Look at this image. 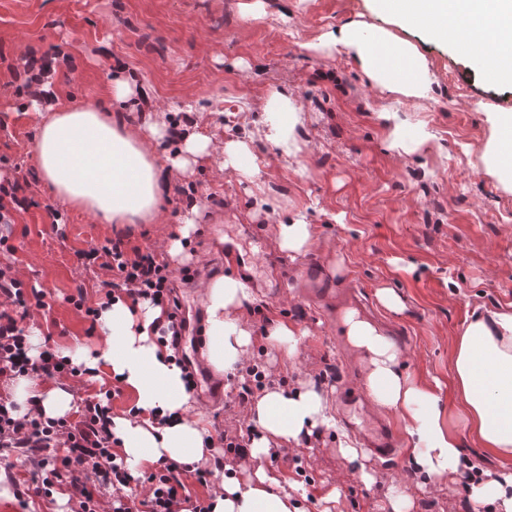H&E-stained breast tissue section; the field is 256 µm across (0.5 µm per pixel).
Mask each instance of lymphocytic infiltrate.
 Returning <instances> with one entry per match:
<instances>
[{
	"mask_svg": "<svg viewBox=\"0 0 512 512\" xmlns=\"http://www.w3.org/2000/svg\"><path fill=\"white\" fill-rule=\"evenodd\" d=\"M86 266L106 275V299L127 298L162 306L168 326L160 342L178 350L183 330L178 314L174 273L152 247L131 246L123 237L90 245L80 251ZM44 295L27 291L11 266L0 267V376L8 379L32 373L51 381L82 374L79 367L50 351L31 356L24 321L32 308H44ZM110 393L86 399L78 419H43L20 413L9 397L0 396V451L25 457L31 481L19 486V499L50 497L56 486L71 491L72 512H210L194 498L193 485L207 486L211 469L197 464L158 460L144 476L132 477L123 467L117 441L110 432ZM111 497V509L102 500Z\"/></svg>",
	"mask_w": 512,
	"mask_h": 512,
	"instance_id": "f902f5d3",
	"label": "lymphocytic infiltrate"
}]
</instances>
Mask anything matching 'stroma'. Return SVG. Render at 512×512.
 Instances as JSON below:
<instances>
[{
	"label": "stroma",
	"mask_w": 512,
	"mask_h": 512,
	"mask_svg": "<svg viewBox=\"0 0 512 512\" xmlns=\"http://www.w3.org/2000/svg\"><path fill=\"white\" fill-rule=\"evenodd\" d=\"M240 0H0V157L22 172H35L39 118L27 110L17 72L28 52L60 47L71 67L53 80L60 106L108 108L107 87L115 65L144 86L156 113L186 115L214 142L256 129L262 107L276 89L297 95L304 106L300 135L305 151L281 156L263 138L252 143L257 170L252 178L220 170V159H201L189 181L197 189L198 229L189 250L213 263L217 233L231 236L238 225L260 233L259 251L278 253L277 219L300 210L315 234L312 255L336 266L335 278L359 289L377 323L408 356L411 370L438 380L444 401H453L452 340L475 306L512 303V192L489 175L481 156L489 137L484 107L512 109V86L475 69L470 57L430 39L423 27L401 30L428 60L438 80L434 100L403 106L409 133L428 131L433 149L424 155L389 147V130L374 111L385 97L364 84L349 54L308 51L307 43L358 15H371L374 0H265L261 19H243ZM265 194L272 213L252 209ZM27 211L15 218L12 251L0 264L18 271L47 306L30 318L48 346L79 341L93 347L81 313L69 303L77 287L93 302L104 299L99 277L79 265L78 250L118 234L131 244L154 245L181 224L190 204L177 192L163 200L157 224H104L63 208L67 221L53 229L44 206L56 196L43 180L33 183ZM390 286L405 304L385 309L376 293ZM261 314H254V307ZM241 316L253 334L254 361L287 387L319 381L330 403L341 385L366 388L360 371L346 372L336 327L297 293L256 296ZM296 324L305 336L294 357L273 351L260 327L263 319ZM403 453L398 462L368 461L374 480L364 483L338 451L350 433L344 424L320 431L294 450L313 478L306 486V512H325L327 486L339 489L332 512H389L392 485L412 496L413 512H465L461 483L420 485L402 421L389 415Z\"/></svg>",
	"instance_id": "35a3bbf8"
}]
</instances>
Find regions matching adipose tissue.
Returning a JSON list of instances; mask_svg holds the SVG:
<instances>
[{
	"label": "adipose tissue",
	"instance_id": "obj_1",
	"mask_svg": "<svg viewBox=\"0 0 512 512\" xmlns=\"http://www.w3.org/2000/svg\"><path fill=\"white\" fill-rule=\"evenodd\" d=\"M377 12L394 14L400 25H422L429 35L464 50L474 66L498 81L512 84V0H377ZM315 52L347 50L355 69L376 89L396 101H425L433 94L434 75L426 58L395 30L363 15L350 18L310 43ZM405 73H398V64ZM129 77L110 84L111 111L62 107L43 111L37 98L28 107L40 114L34 158L42 179L72 208L106 224H149L159 217V201L170 183L193 174L199 158L220 152L225 169L251 176L250 144L244 139L215 147L211 139L186 131L175 148L161 149L167 137L162 121L137 124L125 120L135 99L145 96ZM262 132L277 151L298 158L304 144L298 129L304 121L300 99L273 92L263 107ZM490 137L483 160L488 173L512 168V112L485 109ZM377 121L391 130L390 146L421 154L432 137L408 135V122L397 109L380 107ZM275 233L282 250L301 254L313 246L305 215L296 211L280 220ZM205 313L207 345L203 356L219 373H233L248 360L252 332L239 317L253 293L235 276H200L196 289ZM160 307L121 298L99 311L98 344L73 343L59 356L74 366L106 371L134 396L131 412L113 417L125 468L139 475L164 458L179 464L207 462L217 442L207 422L194 412L195 396L186 388L177 355L157 342ZM346 339L358 356L365 386L374 402L393 412L410 437V453L425 481L457 482L467 478L470 501L490 512H512V470L496 474L475 469L458 437L468 427L481 447L512 460V303L473 312L453 342L452 387L455 407H447L439 384L409 371L403 350L385 332L355 313L343 319ZM11 398L22 409L43 417L69 416L76 408L72 387L49 383L38 375L13 379ZM251 420L259 436L248 451L256 466L247 480L221 476L211 498V512H303L277 476L261 467L271 445H300L313 430L331 429L336 421L325 393L305 383L285 390L268 388L255 401Z\"/></svg>",
	"mask_w": 512,
	"mask_h": 512
}]
</instances>
